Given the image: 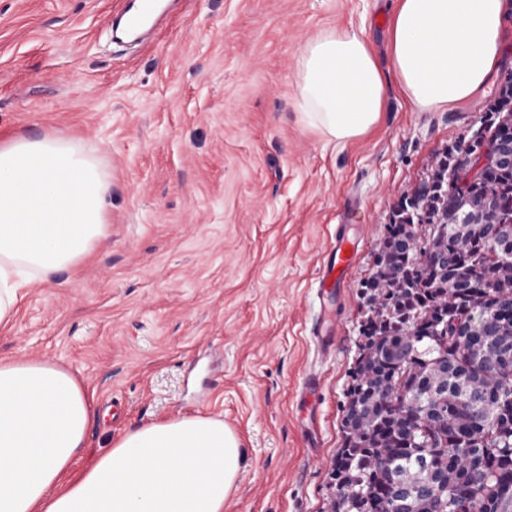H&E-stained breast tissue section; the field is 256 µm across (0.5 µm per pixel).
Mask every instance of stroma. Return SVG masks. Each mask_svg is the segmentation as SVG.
<instances>
[{
    "instance_id": "35a3bbf8",
    "label": "stroma",
    "mask_w": 512,
    "mask_h": 512,
    "mask_svg": "<svg viewBox=\"0 0 512 512\" xmlns=\"http://www.w3.org/2000/svg\"><path fill=\"white\" fill-rule=\"evenodd\" d=\"M396 2L169 0L152 35L120 44L125 0H0V145L62 135L112 180L107 237L28 288L0 334V358L83 384L86 457L135 427L218 416L246 458L224 512H330L364 282L401 199L494 98L415 110L389 68ZM333 25L362 33L386 85L377 125L336 146L295 108L298 48ZM345 217L361 243L337 312L316 285ZM324 314L325 355L310 337Z\"/></svg>"
}]
</instances>
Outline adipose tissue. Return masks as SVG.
<instances>
[{"label": "adipose tissue", "instance_id": "obj_1", "mask_svg": "<svg viewBox=\"0 0 512 512\" xmlns=\"http://www.w3.org/2000/svg\"><path fill=\"white\" fill-rule=\"evenodd\" d=\"M512 0H399L390 64L418 111L452 110L484 92ZM296 107L330 143L380 118L385 84L369 44L336 25L297 54ZM111 183L73 140L19 136L0 146V330L20 291L89 255L108 230ZM90 402L78 379L45 360L0 359V512H224L244 462L217 416H181L128 431L75 480Z\"/></svg>", "mask_w": 512, "mask_h": 512}]
</instances>
